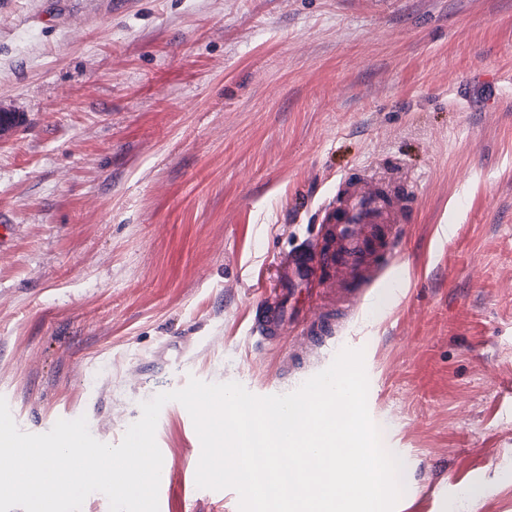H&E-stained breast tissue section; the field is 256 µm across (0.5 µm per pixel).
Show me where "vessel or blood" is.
<instances>
[{
	"label": "vessel or blood",
	"mask_w": 512,
	"mask_h": 512,
	"mask_svg": "<svg viewBox=\"0 0 512 512\" xmlns=\"http://www.w3.org/2000/svg\"><path fill=\"white\" fill-rule=\"evenodd\" d=\"M391 185L377 171L343 181L323 210L317 239L288 252L283 288L256 309L250 331L259 344L281 341L301 323L303 343L321 350L354 319L368 291L383 285L396 266L399 227L409 221ZM319 278L324 286L313 303L307 285Z\"/></svg>",
	"instance_id": "obj_1"
}]
</instances>
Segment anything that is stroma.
<instances>
[{
  "label": "stroma",
  "mask_w": 512,
  "mask_h": 512,
  "mask_svg": "<svg viewBox=\"0 0 512 512\" xmlns=\"http://www.w3.org/2000/svg\"><path fill=\"white\" fill-rule=\"evenodd\" d=\"M0 396L119 444L189 378L258 396L313 372L250 310L339 183L399 168L403 293L352 343L403 462L395 512H512V0H0ZM164 512L198 488L159 414Z\"/></svg>",
  "instance_id": "35a3bbf8"
}]
</instances>
